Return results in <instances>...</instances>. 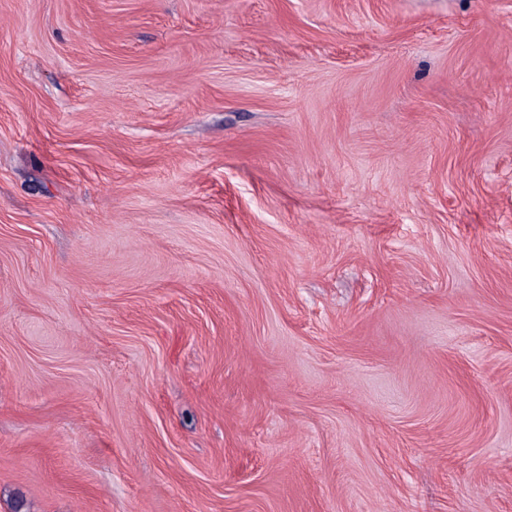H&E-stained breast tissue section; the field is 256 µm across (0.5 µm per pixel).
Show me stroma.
Instances as JSON below:
<instances>
[{
  "label": "stroma",
  "instance_id": "stroma-1",
  "mask_svg": "<svg viewBox=\"0 0 512 512\" xmlns=\"http://www.w3.org/2000/svg\"><path fill=\"white\" fill-rule=\"evenodd\" d=\"M0 512H512V0H0Z\"/></svg>",
  "mask_w": 512,
  "mask_h": 512
}]
</instances>
